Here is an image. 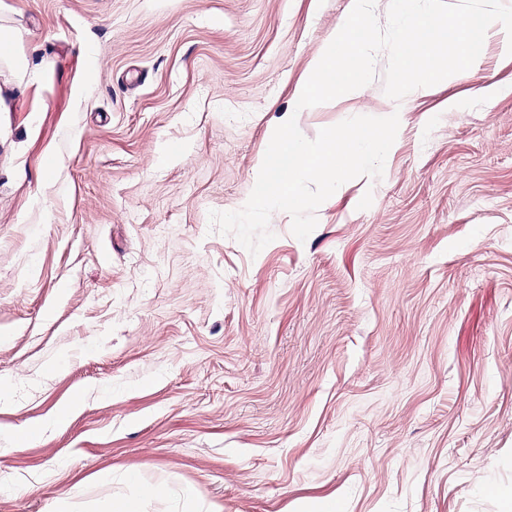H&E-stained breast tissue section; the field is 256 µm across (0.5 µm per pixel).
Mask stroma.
Segmentation results:
<instances>
[{
    "instance_id": "1",
    "label": "stroma",
    "mask_w": 512,
    "mask_h": 512,
    "mask_svg": "<svg viewBox=\"0 0 512 512\" xmlns=\"http://www.w3.org/2000/svg\"><path fill=\"white\" fill-rule=\"evenodd\" d=\"M348 2L0 0V512H504L512 56L295 112ZM395 110L306 240L211 230L289 117Z\"/></svg>"
}]
</instances>
